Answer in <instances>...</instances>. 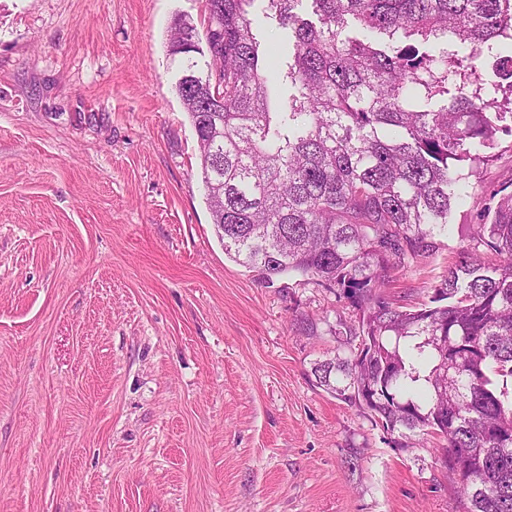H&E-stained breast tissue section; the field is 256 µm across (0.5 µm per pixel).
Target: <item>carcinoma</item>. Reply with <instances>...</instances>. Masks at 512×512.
<instances>
[{
	"mask_svg": "<svg viewBox=\"0 0 512 512\" xmlns=\"http://www.w3.org/2000/svg\"><path fill=\"white\" fill-rule=\"evenodd\" d=\"M252 2L206 0L204 48L182 18L170 35L224 253L269 284L296 274L345 299L357 323L334 335L368 358L316 362L317 384L390 435L443 438L457 512H512V192L428 301L390 292L448 235L459 186L512 119V96L475 92L484 52L512 39V0H310L311 19L301 0H267L293 38L285 62Z\"/></svg>",
	"mask_w": 512,
	"mask_h": 512,
	"instance_id": "obj_1",
	"label": "carcinoma"
}]
</instances>
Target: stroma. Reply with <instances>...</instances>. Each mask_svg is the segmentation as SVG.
<instances>
[{
	"label": "stroma",
	"instance_id": "1",
	"mask_svg": "<svg viewBox=\"0 0 512 512\" xmlns=\"http://www.w3.org/2000/svg\"><path fill=\"white\" fill-rule=\"evenodd\" d=\"M178 17L204 30L205 0H0V512H454L436 439L394 447L317 385L352 308L225 254ZM503 188L507 135L402 303Z\"/></svg>",
	"mask_w": 512,
	"mask_h": 512
}]
</instances>
